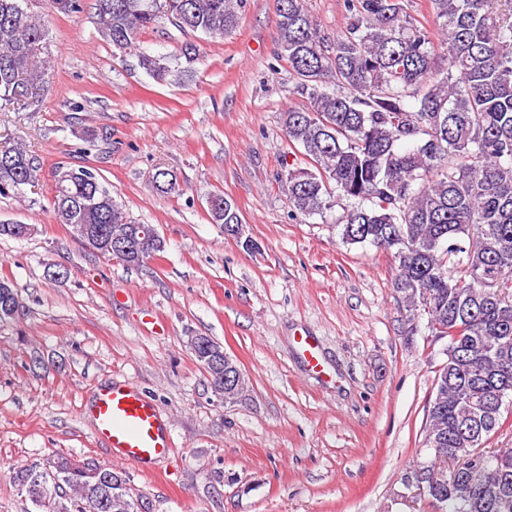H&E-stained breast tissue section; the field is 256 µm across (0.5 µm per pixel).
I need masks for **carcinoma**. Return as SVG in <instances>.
Instances as JSON below:
<instances>
[{
  "mask_svg": "<svg viewBox=\"0 0 512 512\" xmlns=\"http://www.w3.org/2000/svg\"><path fill=\"white\" fill-rule=\"evenodd\" d=\"M51 13H79L83 0H43ZM104 37L134 55L154 80L179 77L199 61L191 42L174 57L140 47L163 18L180 30L224 36L247 0H96ZM434 27L410 0H344L336 38L322 34L304 0H276L277 55L288 60L307 99L285 113L289 141L305 168H285L294 207L322 214L351 202L341 236L395 262L393 288L426 314L452 357L438 370L425 425L433 460L480 454L482 466L452 480L427 469L428 498L448 512H512V448L482 445L512 413V0H429ZM44 17L28 0H0V100L37 101L53 79ZM39 164L17 141H0V197L38 181ZM49 207L79 239L100 224L117 240L144 225L128 219L90 169L57 166ZM160 195L180 192L177 174L158 169ZM211 220L241 223L214 194ZM17 289L0 279V323ZM11 480L33 512H141L126 478L66 457L31 463ZM59 484L44 500L40 487Z\"/></svg>",
  "mask_w": 512,
  "mask_h": 512,
  "instance_id": "carcinoma-1",
  "label": "carcinoma"
}]
</instances>
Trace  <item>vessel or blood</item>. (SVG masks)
<instances>
[{
	"label": "vessel or blood",
	"mask_w": 512,
	"mask_h": 512,
	"mask_svg": "<svg viewBox=\"0 0 512 512\" xmlns=\"http://www.w3.org/2000/svg\"><path fill=\"white\" fill-rule=\"evenodd\" d=\"M296 342L309 370L323 373L324 366L313 338L301 335ZM88 411L98 438L113 456L139 470L152 468L172 448L167 421L142 391L126 382L115 380L96 388Z\"/></svg>",
	"instance_id": "b4317fda"
}]
</instances>
